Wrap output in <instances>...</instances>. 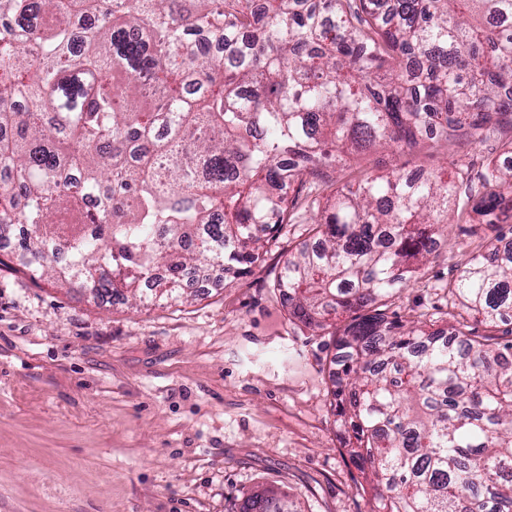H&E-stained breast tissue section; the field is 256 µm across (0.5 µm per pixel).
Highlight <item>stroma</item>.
I'll return each mask as SVG.
<instances>
[{
  "label": "stroma",
  "mask_w": 512,
  "mask_h": 512,
  "mask_svg": "<svg viewBox=\"0 0 512 512\" xmlns=\"http://www.w3.org/2000/svg\"><path fill=\"white\" fill-rule=\"evenodd\" d=\"M511 136L501 129L476 152L430 141L355 156L247 275L177 301L97 303L0 251V512H229L261 485L288 491L299 512H372L336 427L335 341L290 318L273 278L313 241L334 189L418 170L462 191ZM491 236L453 225L390 318L447 320L448 281Z\"/></svg>",
  "instance_id": "35a3bbf8"
}]
</instances>
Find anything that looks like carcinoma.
I'll return each instance as SVG.
<instances>
[{"label": "carcinoma", "instance_id": "cac0c4a2", "mask_svg": "<svg viewBox=\"0 0 512 512\" xmlns=\"http://www.w3.org/2000/svg\"><path fill=\"white\" fill-rule=\"evenodd\" d=\"M381 2L0 0V240L25 224L30 272L138 306L214 265L247 274L308 173L512 129V0ZM452 205L512 222V138L461 202L431 174L336 190L322 247L275 281L292 318L336 337V427L377 512H512V340L491 333L512 313V251L497 236L448 282L454 323L387 316ZM234 512L298 510L263 489Z\"/></svg>", "mask_w": 512, "mask_h": 512}]
</instances>
